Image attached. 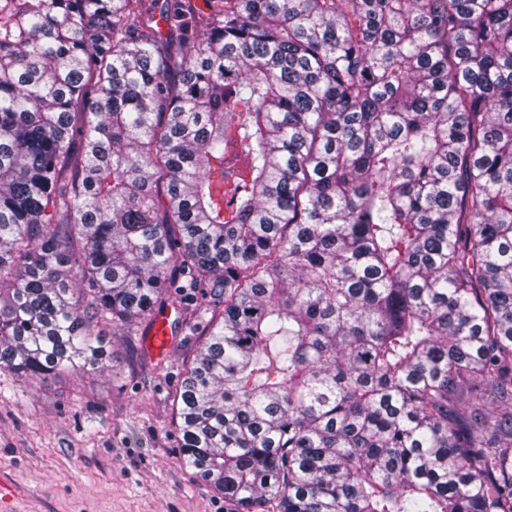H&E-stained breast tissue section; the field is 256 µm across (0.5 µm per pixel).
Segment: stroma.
<instances>
[{
	"mask_svg": "<svg viewBox=\"0 0 512 512\" xmlns=\"http://www.w3.org/2000/svg\"><path fill=\"white\" fill-rule=\"evenodd\" d=\"M150 328L106 336L112 369L34 382L0 372V470L24 512H229L178 457L174 395L201 340L172 320L164 356Z\"/></svg>",
	"mask_w": 512,
	"mask_h": 512,
	"instance_id": "1",
	"label": "stroma"
}]
</instances>
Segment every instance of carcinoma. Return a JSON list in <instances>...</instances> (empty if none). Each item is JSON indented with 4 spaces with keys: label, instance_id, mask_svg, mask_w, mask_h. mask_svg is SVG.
I'll list each match as a JSON object with an SVG mask.
<instances>
[{
    "label": "carcinoma",
    "instance_id": "carcinoma-1",
    "mask_svg": "<svg viewBox=\"0 0 512 512\" xmlns=\"http://www.w3.org/2000/svg\"><path fill=\"white\" fill-rule=\"evenodd\" d=\"M164 306L233 512H512V0H0V371Z\"/></svg>",
    "mask_w": 512,
    "mask_h": 512
}]
</instances>
